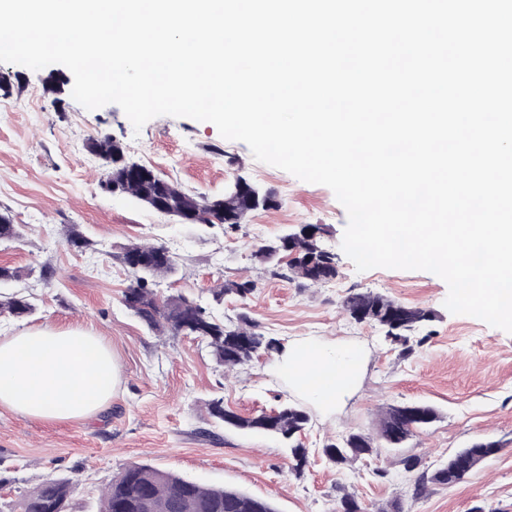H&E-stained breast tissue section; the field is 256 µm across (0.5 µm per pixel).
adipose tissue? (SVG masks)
<instances>
[{
    "instance_id": "1",
    "label": "adipose tissue",
    "mask_w": 512,
    "mask_h": 512,
    "mask_svg": "<svg viewBox=\"0 0 512 512\" xmlns=\"http://www.w3.org/2000/svg\"><path fill=\"white\" fill-rule=\"evenodd\" d=\"M277 371L298 394L335 407L360 376L357 353L332 342L284 347ZM119 366L104 337L41 325L0 336V408L37 421H84L108 407Z\"/></svg>"
}]
</instances>
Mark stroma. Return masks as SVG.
I'll return each mask as SVG.
<instances>
[{
	"mask_svg": "<svg viewBox=\"0 0 512 512\" xmlns=\"http://www.w3.org/2000/svg\"><path fill=\"white\" fill-rule=\"evenodd\" d=\"M0 72L10 76L9 89L0 90V212L22 227L20 241L0 243V265L20 272L1 282L0 292L30 294L36 305L31 316L1 319L0 335L44 323L89 329L111 344L121 371L111 407L83 422H39L0 408V504L38 479L65 478L73 489L70 512H97L113 475L148 463L266 499L276 512H336L343 491L368 512L394 500L404 512H512V334L449 312L448 287L435 274L357 271L341 248L347 213L332 190L255 160L214 124L159 116L137 131L117 105L89 111L70 94H53L48 69L0 63ZM104 137L187 193L220 197L242 176L272 191L277 204L249 213L234 230L178 223L102 189L106 163L87 143ZM305 224L322 227L320 243L336 256L337 274L328 282L275 277L253 257ZM73 225L89 246L68 243ZM142 241L175 257L177 271L157 283L159 294L189 296L228 324L248 315L257 332L283 344L355 347L363 355L357 388L324 411L278 376L275 357L259 355L229 375L205 342L152 332L123 303L135 276L117 258ZM241 279L256 283L247 299L228 293L213 300L217 281ZM361 291L427 310L430 319L401 346L345 312L346 296ZM218 398L244 417L285 402L303 407L310 416L301 436L308 451L303 471L290 470L278 437L215 423L206 405ZM415 403L433 406L439 417L401 447L377 448L340 469L324 456L327 444L349 433H375L380 408ZM481 440L499 442L501 452L456 484L431 483L415 494L416 475L404 459L418 458L429 472Z\"/></svg>",
	"mask_w": 512,
	"mask_h": 512,
	"instance_id": "stroma-1",
	"label": "stroma"
}]
</instances>
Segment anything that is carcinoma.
I'll return each instance as SVG.
<instances>
[{"label": "carcinoma", "instance_id": "cac0c4a2", "mask_svg": "<svg viewBox=\"0 0 512 512\" xmlns=\"http://www.w3.org/2000/svg\"><path fill=\"white\" fill-rule=\"evenodd\" d=\"M129 196H158L167 202L180 203L192 200L200 208L201 224H222L224 213L209 206L205 196L184 192L178 185L149 171L143 177L131 178L124 184ZM321 228L308 225L280 238L285 251L298 254L299 258H316L315 266L305 263L287 264L289 273L312 283H323L336 277L335 255L316 252L317 235ZM22 238L20 225L6 213H0V242L18 241ZM165 250L162 245L130 244L123 247L118 260L132 270L135 281L124 291L125 306L159 334L194 336L207 343L216 362L226 369L242 366L259 352L268 354L280 349L279 343L254 330L245 315L234 326L224 325L206 307L183 294L165 298L157 294L153 285L174 271V266L158 260L157 254ZM255 290V282L246 279L220 284L212 289L215 300H224L232 292L247 299ZM349 316L374 314L397 321L388 327V335L402 344L408 343V333L429 320L428 313L410 307L384 295L373 292L350 294L344 301ZM35 305L22 293L0 295V318H22L33 314ZM208 414L227 426L240 430H258L274 434L288 442L291 469L300 472L307 463L302 445L296 442L298 434L310 421L308 413L294 404H284L274 415L262 413L242 417L224 408V401L214 399L208 404ZM435 409L425 404L389 405L381 414L379 427L374 434L351 433L342 443H331L324 448L326 457L341 467L361 456L368 455L384 443L391 447L402 444L414 433L435 421ZM501 450L498 442H476L448 459V464L432 473L420 474L417 491L427 484L451 485L462 480L486 459ZM71 485L64 479H41L23 491L17 500L8 504L9 512H68ZM99 512H276L264 499L244 492L218 486H207L186 479L172 472L160 470L146 463L127 465L114 475L103 488ZM336 512H365L356 498L344 492L336 499Z\"/></svg>", "mask_w": 512, "mask_h": 512}]
</instances>
